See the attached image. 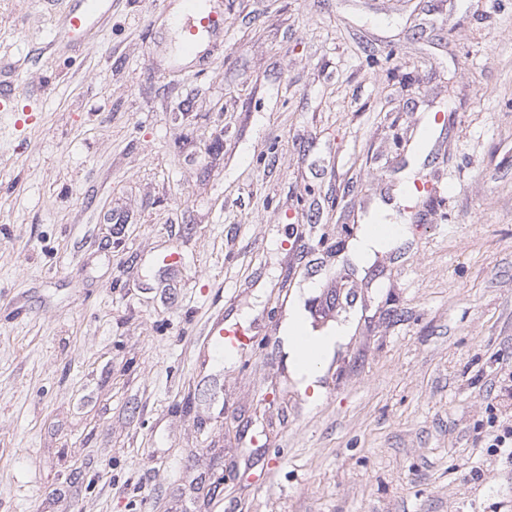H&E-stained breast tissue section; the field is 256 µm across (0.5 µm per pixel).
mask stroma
<instances>
[{
	"label": "stroma",
	"mask_w": 512,
	"mask_h": 512,
	"mask_svg": "<svg viewBox=\"0 0 512 512\" xmlns=\"http://www.w3.org/2000/svg\"><path fill=\"white\" fill-rule=\"evenodd\" d=\"M209 4L196 60L179 0H0V512H512V0ZM111 7V0H69L66 35L82 37L93 25L108 17ZM307 325L304 311L301 305H297L293 315L288 320L286 328L284 330L282 339H283V349L285 353L288 355V360L290 365L294 368L297 377L302 380L303 386L311 385L316 388L317 379L321 375L322 369L330 362L332 359L336 345L347 335L348 326L347 325H338L335 329L327 331L325 333L312 332L311 327L308 326L310 331V336L312 340L319 346L320 348V361L317 365H312L306 370H300L296 366V359L298 357V350L295 345V331L298 327ZM207 344L213 352L224 355L243 349L247 345V335L237 326L224 327V320L214 323L206 333Z\"/></svg>",
	"instance_id": "stroma-1"
}]
</instances>
